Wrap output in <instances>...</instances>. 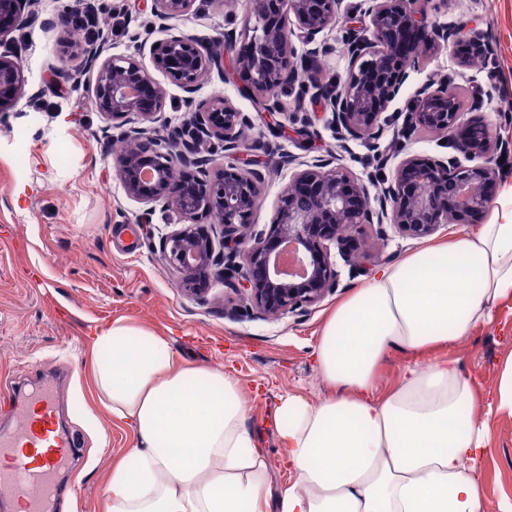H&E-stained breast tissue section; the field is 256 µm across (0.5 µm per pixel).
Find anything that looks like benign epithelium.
I'll return each mask as SVG.
<instances>
[{
    "label": "benign epithelium",
    "mask_w": 512,
    "mask_h": 512,
    "mask_svg": "<svg viewBox=\"0 0 512 512\" xmlns=\"http://www.w3.org/2000/svg\"><path fill=\"white\" fill-rule=\"evenodd\" d=\"M195 0H153L158 27L174 29ZM363 23L353 17L343 25L349 47V71L338 83L325 77L314 58L333 53L320 38L336 28L337 0H247L248 19L241 35L224 31V56L233 68L249 75V89L269 117L279 113V98L296 92L300 100L319 104L331 113L337 133L377 150L382 123L400 94L409 70L423 50H442L462 32L430 28L409 0H365ZM33 0H0V42L35 19ZM314 45L300 55L292 41ZM101 59L99 47H72L96 71L92 103L109 122L103 134L119 131L125 144L117 176L125 193L147 210L173 209L184 225L167 235L161 259L178 275L182 290L197 299L208 291L210 275L219 277L247 312L285 315L304 312L337 288L339 274L329 242L343 241L367 225L388 224L406 238L435 234L452 220L467 223L490 205L499 177L500 158L512 147L492 139L484 125L468 126L463 140L460 103L448 84L427 82L416 91L403 113L400 133H428L446 138L456 155L443 159H403L380 193L370 197L336 157L302 162L280 192L269 229L251 218L261 199L265 173L243 158L236 165L210 173L217 149L227 155L248 151L243 133L252 118L222 97L198 100L200 86L213 70L224 71V60L211 44L190 34H171L150 45V64L140 51ZM159 72L186 93L190 114L186 126L162 144L164 87ZM19 59L0 53V112L11 111L26 95ZM308 113H289L278 122L288 137L308 127ZM468 164H463V161ZM223 228L221 249L198 233L208 218Z\"/></svg>",
    "instance_id": "7a95c632"
}]
</instances>
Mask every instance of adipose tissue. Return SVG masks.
Here are the masks:
<instances>
[{"label":"adipose tissue","instance_id":"ef3b65f1","mask_svg":"<svg viewBox=\"0 0 512 512\" xmlns=\"http://www.w3.org/2000/svg\"><path fill=\"white\" fill-rule=\"evenodd\" d=\"M507 301L512 190L493 222L382 268L337 306L314 354L338 394L283 400L278 442L295 480L276 490L233 377L126 321L97 329L98 401L136 438L113 460L98 512H482L488 437L457 360L407 368L384 394L378 377L390 353L453 345Z\"/></svg>","mask_w":512,"mask_h":512}]
</instances>
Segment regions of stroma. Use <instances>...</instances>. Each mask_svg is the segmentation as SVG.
I'll list each match as a JSON object with an SVG mask.
<instances>
[{
	"mask_svg": "<svg viewBox=\"0 0 512 512\" xmlns=\"http://www.w3.org/2000/svg\"><path fill=\"white\" fill-rule=\"evenodd\" d=\"M414 6L430 25L484 36L502 79L490 82L477 58L428 48L389 112L406 111L425 82L447 80L458 93L463 121L483 122L493 136L512 140V120L505 117L512 106V0H448L442 8L435 0H414ZM120 7L126 17L121 29H114L110 15L100 17L101 29L109 33L105 56L133 53L134 32L151 41L164 38V31L151 25L152 0H122ZM58 9L56 0H35L38 21L22 29L23 44L6 42V50H20L28 86L42 95L37 103L23 100L13 111L0 113V390L32 385L58 372L67 375L61 397L80 460L65 471L70 491L55 512H96L111 458L135 444L129 429L99 406L90 373L93 333L117 319L169 337L188 362L234 376L247 400L245 426L266 457L270 482L275 487L286 483L291 475L280 465L277 442L281 399L301 395L318 402L333 396L312 350L328 316L362 277L337 259V291L301 316L225 315L228 292L218 280L211 281L203 301L178 288L160 259V242L181 218L160 208L144 215L142 205L126 195L115 171L123 145L101 132L105 121L91 101L94 75L82 58L61 56V33L41 24ZM244 17L245 0L228 8L196 0L178 28L211 41L224 29H242ZM59 68L70 72L69 81L56 82ZM248 83L239 70L227 80L214 75L197 96H221L249 113L253 126L247 141L273 147L261 157L266 183L253 215L256 224L271 223L291 177V168L279 164L281 156L309 161L335 152L338 164L373 192L374 152L388 155L387 176L407 156L452 153L435 135L403 138L394 122L384 124L377 150L357 141L343 144L322 110L310 116L313 137H281L249 95ZM463 230L450 223L430 237L409 239L392 231L380 238L369 227L359 238L357 263L367 266L379 254L390 264ZM436 354L459 358L475 398H483L512 362V301L498 308L493 323L477 326ZM473 416L485 422L489 437L475 473L483 512H502L512 503V414L477 406Z\"/></svg>",
	"mask_w": 512,
	"mask_h": 512,
	"instance_id": "stroma-1",
	"label": "stroma"
}]
</instances>
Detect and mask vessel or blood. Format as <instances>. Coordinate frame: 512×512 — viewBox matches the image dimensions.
I'll return each mask as SVG.
<instances>
[{
  "mask_svg": "<svg viewBox=\"0 0 512 512\" xmlns=\"http://www.w3.org/2000/svg\"><path fill=\"white\" fill-rule=\"evenodd\" d=\"M57 406V390L46 382L8 399L16 423L0 432V499L22 501L24 512H53L63 494L58 474L75 444L54 426Z\"/></svg>",
  "mask_w": 512,
  "mask_h": 512,
  "instance_id": "1",
  "label": "vessel or blood"
}]
</instances>
